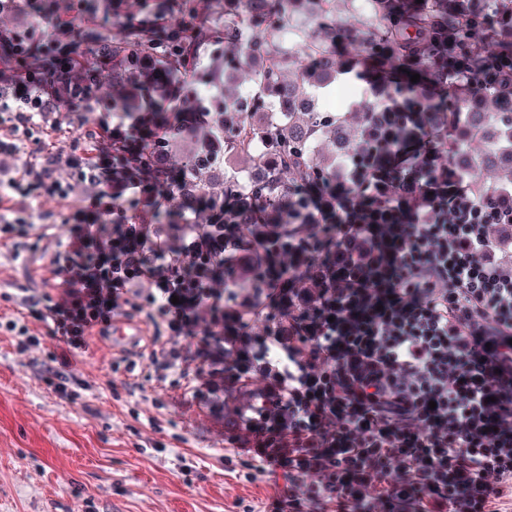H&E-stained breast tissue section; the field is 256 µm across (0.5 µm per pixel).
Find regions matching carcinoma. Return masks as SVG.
<instances>
[{
	"label": "carcinoma",
	"instance_id": "carcinoma-1",
	"mask_svg": "<svg viewBox=\"0 0 512 512\" xmlns=\"http://www.w3.org/2000/svg\"><path fill=\"white\" fill-rule=\"evenodd\" d=\"M381 16L367 35L336 22V0H232L224 25L197 18L198 0H183L181 17L145 26L137 13L118 7L119 35L97 42V58L112 60V109L123 112H219L224 132L215 149L224 157L243 156L248 166L224 172V223L249 235L258 224H317L312 232L324 242L336 215L368 200L366 186L385 179L398 191L401 178L381 166L379 156L396 149V140L418 131L434 149L437 171L448 168V152L458 173L473 182L484 199L512 183V92L487 96L471 83L455 85L448 76V50L461 49L481 68L493 56L512 54V0H374ZM297 12L313 30L294 47L280 40ZM213 50L198 65L197 48ZM366 61L360 79L388 89L389 98L408 122L387 133V112L366 103L349 112H324L316 98L336 87ZM249 70L257 92L238 95L233 73ZM417 73L420 80L410 81ZM200 83L224 84V97L204 107ZM421 87L431 92L422 105ZM458 126L448 148L445 129ZM159 137L190 153L197 132L173 120ZM195 172L176 187L171 199L147 215L173 224L183 207L209 194L213 170L206 159L193 161ZM361 172V184L346 198L336 197L341 167Z\"/></svg>",
	"mask_w": 512,
	"mask_h": 512
}]
</instances>
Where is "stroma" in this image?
Returning a JSON list of instances; mask_svg holds the SVG:
<instances>
[{"label":"stroma","instance_id":"1","mask_svg":"<svg viewBox=\"0 0 512 512\" xmlns=\"http://www.w3.org/2000/svg\"><path fill=\"white\" fill-rule=\"evenodd\" d=\"M67 13L71 33L61 43L93 57V35L112 37L120 23L109 0H44ZM35 223L56 224L37 242L28 267L0 249V314L12 312L19 289L51 291L56 277L45 260L67 229L60 204L33 200ZM139 341L112 348L92 339L79 354L88 389L62 398L38 377L37 362L58 341L39 328L32 358L18 356L0 334V512H270L278 481L253 469L224 444V423L184 397L173 383L150 380L137 353L153 334L139 314L125 317ZM136 359L134 373L111 370ZM166 444L157 452L154 442Z\"/></svg>","mask_w":512,"mask_h":512}]
</instances>
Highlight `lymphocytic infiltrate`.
I'll use <instances>...</instances> for the list:
<instances>
[{
  "instance_id": "obj_1",
  "label": "lymphocytic infiltrate",
  "mask_w": 512,
  "mask_h": 512,
  "mask_svg": "<svg viewBox=\"0 0 512 512\" xmlns=\"http://www.w3.org/2000/svg\"><path fill=\"white\" fill-rule=\"evenodd\" d=\"M448 73L495 91L512 57L477 70L452 54ZM82 78L74 53L46 47L34 60L20 29L0 27V245L11 261L26 265L21 244L53 236L29 198L69 205V236L48 258L54 293L21 289L0 321L21 356L40 344L33 323L58 336L41 381L71 398L77 352L131 308L154 327L156 379L177 376L230 418L228 444L284 479L272 512H512V250L493 236L512 224V187L480 202L456 172L417 179V147L405 145L390 162L405 178L388 222L337 225L331 271L310 251L272 256L264 287L228 291L225 267L251 266L245 237L220 209L206 224L128 218V201L160 206L191 159L166 148L138 163L162 117L100 111ZM65 105L95 140L54 152L41 135ZM78 182L93 192L76 202ZM290 264L312 287L282 284Z\"/></svg>"
}]
</instances>
